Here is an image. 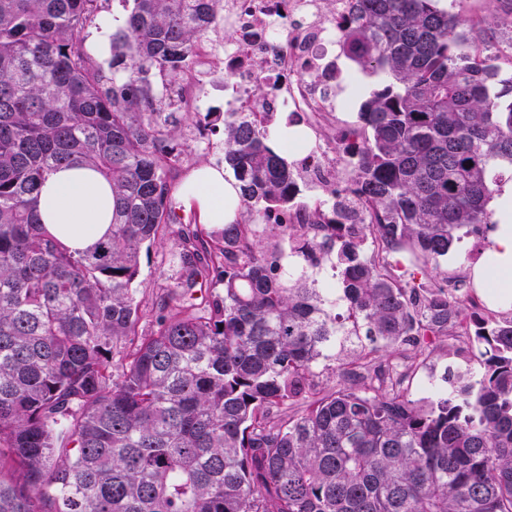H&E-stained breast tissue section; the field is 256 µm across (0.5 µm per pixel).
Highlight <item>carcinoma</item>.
I'll use <instances>...</instances> for the list:
<instances>
[{
  "label": "carcinoma",
  "mask_w": 512,
  "mask_h": 512,
  "mask_svg": "<svg viewBox=\"0 0 512 512\" xmlns=\"http://www.w3.org/2000/svg\"><path fill=\"white\" fill-rule=\"evenodd\" d=\"M97 2L0 0V512H512V312L482 318L454 300L466 279L389 262L436 270L494 223L512 70L492 49L512 0L470 24L442 0H346L336 45L380 78L336 129L353 166L304 204L270 124L226 112L241 211L220 229L177 220L183 127L150 76L184 69L223 0H133L109 87L80 37ZM74 166L112 186L111 233L83 252L39 213ZM171 239L181 276L143 335L141 252ZM457 331L480 371L412 399L420 357Z\"/></svg>",
  "instance_id": "1"
}]
</instances>
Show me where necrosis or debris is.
<instances>
[{
  "label": "necrosis or debris",
  "mask_w": 512,
  "mask_h": 512,
  "mask_svg": "<svg viewBox=\"0 0 512 512\" xmlns=\"http://www.w3.org/2000/svg\"><path fill=\"white\" fill-rule=\"evenodd\" d=\"M222 26L233 33L224 49L203 44L189 66L201 73L216 52L224 54L225 86L230 111L264 113L269 107L283 112H332L336 74L331 51L336 24L324 19L318 0H226ZM264 84L271 100L256 91Z\"/></svg>",
  "instance_id": "1"
}]
</instances>
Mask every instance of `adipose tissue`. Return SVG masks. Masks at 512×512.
Instances as JSON below:
<instances>
[{
    "mask_svg": "<svg viewBox=\"0 0 512 512\" xmlns=\"http://www.w3.org/2000/svg\"><path fill=\"white\" fill-rule=\"evenodd\" d=\"M179 195L202 224L220 228L237 219V183L225 177L221 166H198L182 183ZM494 207L496 225L490 245L471 267L469 277L474 288L489 293L497 306L512 309V185L496 195ZM40 217L70 250H86L111 230L112 187L95 171L61 168L42 188Z\"/></svg>",
    "mask_w": 512,
    "mask_h": 512,
    "instance_id": "ef3b65f1",
    "label": "adipose tissue"
}]
</instances>
